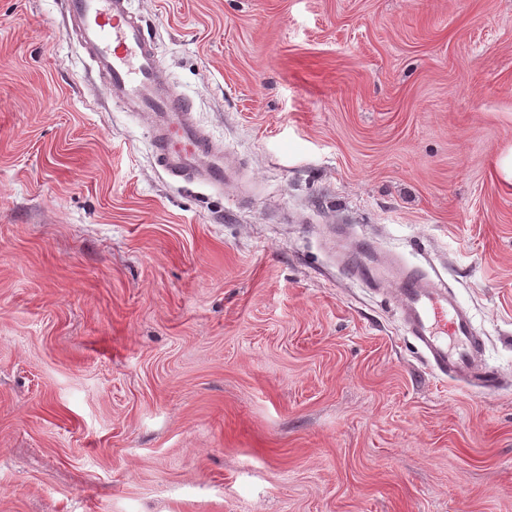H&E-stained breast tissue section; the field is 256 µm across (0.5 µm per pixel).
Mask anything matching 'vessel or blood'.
I'll return each mask as SVG.
<instances>
[{"label": "vessel or blood", "mask_w": 512, "mask_h": 512, "mask_svg": "<svg viewBox=\"0 0 512 512\" xmlns=\"http://www.w3.org/2000/svg\"><path fill=\"white\" fill-rule=\"evenodd\" d=\"M66 32L87 53L106 88L152 125L156 159L173 178L221 188L235 179L224 153L191 119L189 99L176 93L156 61V45L129 0H64ZM357 280L386 283L401 319L440 375L491 391L498 381L482 362V340L469 312L447 289L417 266L401 265L362 240L346 258Z\"/></svg>", "instance_id": "1"}]
</instances>
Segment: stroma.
<instances>
[{
  "instance_id": "stroma-1",
  "label": "stroma",
  "mask_w": 512,
  "mask_h": 512,
  "mask_svg": "<svg viewBox=\"0 0 512 512\" xmlns=\"http://www.w3.org/2000/svg\"><path fill=\"white\" fill-rule=\"evenodd\" d=\"M236 169L158 166L64 0H0V512H512V0H130ZM437 273L432 372L331 225ZM357 280L386 283L394 292L406 331L440 375L491 391L498 379L488 376L482 362V340L469 312L448 286L417 266L401 265L381 256L370 240H361L346 258Z\"/></svg>"
}]
</instances>
